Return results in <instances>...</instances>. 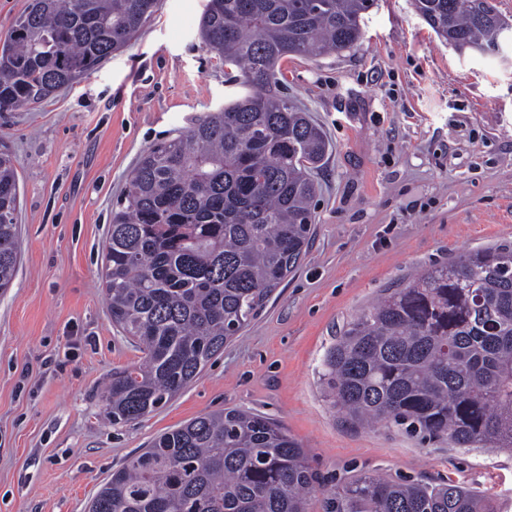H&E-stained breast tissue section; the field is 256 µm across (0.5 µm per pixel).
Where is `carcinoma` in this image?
I'll return each mask as SVG.
<instances>
[{
    "label": "carcinoma",
    "instance_id": "cac0c4a2",
    "mask_svg": "<svg viewBox=\"0 0 512 512\" xmlns=\"http://www.w3.org/2000/svg\"><path fill=\"white\" fill-rule=\"evenodd\" d=\"M373 0H207L199 33L245 96L149 147L112 209L103 285L112 324L143 357L112 372V424L189 386L258 316L306 255L323 132L281 91V63L350 49ZM415 0L457 50L488 46L491 0ZM160 0H29L0 37V112L40 103L127 45ZM19 180L0 151V290L21 253ZM321 381L358 424L382 422L455 448L512 453V246L467 252L387 288L328 350ZM308 454L276 422L224 409L156 437L112 472L88 512H309ZM323 512H492L453 482L361 473Z\"/></svg>",
    "mask_w": 512,
    "mask_h": 512
}]
</instances>
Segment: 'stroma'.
Here are the masks:
<instances>
[{
	"instance_id": "obj_1",
	"label": "stroma",
	"mask_w": 512,
	"mask_h": 512,
	"mask_svg": "<svg viewBox=\"0 0 512 512\" xmlns=\"http://www.w3.org/2000/svg\"><path fill=\"white\" fill-rule=\"evenodd\" d=\"M206 2L160 0L80 81L0 112L21 234L13 286L0 294V512H87L156 436L226 408L273 419L305 448L317 477L310 512L362 472L461 483L512 512V454L359 426L320 380L339 331L383 289L512 243V51L459 52L413 0H374L353 49L283 62L289 96L331 143L315 173L310 248L186 389L138 421L105 419V383L141 357L102 286L112 207L145 150L244 93L200 38Z\"/></svg>"
}]
</instances>
